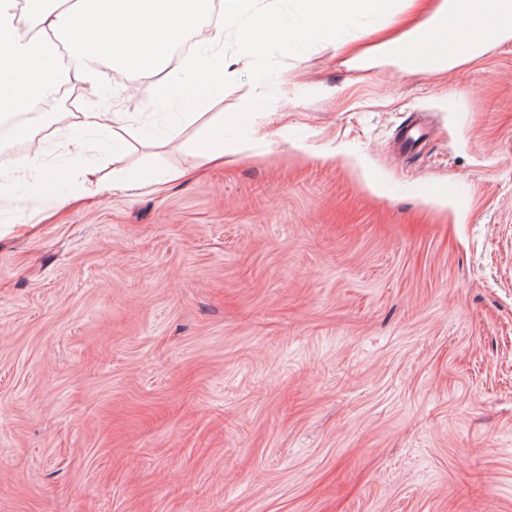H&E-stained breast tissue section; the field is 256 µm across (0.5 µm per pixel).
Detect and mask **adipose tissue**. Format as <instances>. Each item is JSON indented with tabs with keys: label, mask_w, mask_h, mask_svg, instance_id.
I'll use <instances>...</instances> for the list:
<instances>
[{
	"label": "adipose tissue",
	"mask_w": 512,
	"mask_h": 512,
	"mask_svg": "<svg viewBox=\"0 0 512 512\" xmlns=\"http://www.w3.org/2000/svg\"><path fill=\"white\" fill-rule=\"evenodd\" d=\"M190 39L187 78L169 74L147 93L160 110L179 107L173 135L197 126V153L214 161L225 154L224 119L203 120L199 107L223 93L231 66L253 65L266 47L292 56L337 43L359 67L390 58L445 71L512 40V0H0V114L38 111L71 69L102 84L101 59L164 69Z\"/></svg>",
	"instance_id": "obj_1"
}]
</instances>
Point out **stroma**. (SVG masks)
Masks as SVG:
<instances>
[{
  "label": "stroma",
  "instance_id": "obj_1",
  "mask_svg": "<svg viewBox=\"0 0 512 512\" xmlns=\"http://www.w3.org/2000/svg\"><path fill=\"white\" fill-rule=\"evenodd\" d=\"M256 68L266 141L224 165L167 139L160 72L69 73L0 132L51 189L0 204V512H512V42ZM252 71L206 111L246 112ZM91 107L151 125L132 174L192 177L87 195L112 142L63 143Z\"/></svg>",
  "mask_w": 512,
  "mask_h": 512
}]
</instances>
